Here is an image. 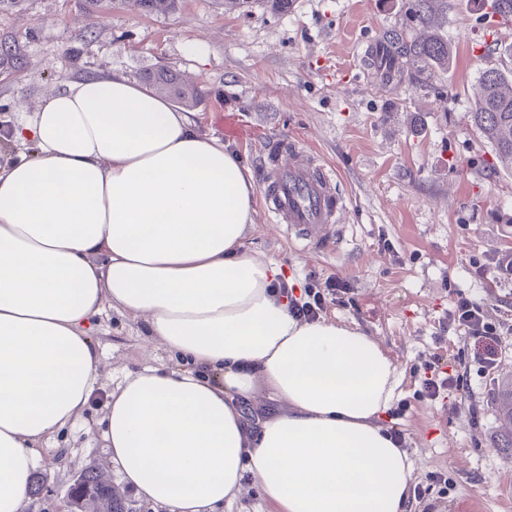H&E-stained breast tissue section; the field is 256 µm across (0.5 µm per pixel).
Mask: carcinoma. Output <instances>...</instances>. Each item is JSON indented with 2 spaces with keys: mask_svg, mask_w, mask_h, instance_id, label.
Returning a JSON list of instances; mask_svg holds the SVG:
<instances>
[{
  "mask_svg": "<svg viewBox=\"0 0 512 512\" xmlns=\"http://www.w3.org/2000/svg\"><path fill=\"white\" fill-rule=\"evenodd\" d=\"M432 2L411 0L412 27L428 24ZM127 3L148 13L168 12L178 7V0H127ZM386 38L397 55L412 58L423 74L448 66L451 48L448 40L439 34L413 36L405 31H394ZM141 78L157 90L179 98L186 106L198 100V90L181 83L180 75L172 70L160 67ZM479 89L469 112L470 122L492 145L502 168L512 169V71L499 67L484 69L479 76ZM496 399L504 419L512 422V385H502ZM71 500L78 512H123L121 503L112 498L108 484L93 465L81 472V481L71 489Z\"/></svg>",
  "mask_w": 512,
  "mask_h": 512,
  "instance_id": "carcinoma-1",
  "label": "carcinoma"
}]
</instances>
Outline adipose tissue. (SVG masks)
Returning a JSON list of instances; mask_svg holds the SVG:
<instances>
[{"instance_id": "adipose-tissue-1", "label": "adipose tissue", "mask_w": 512, "mask_h": 512, "mask_svg": "<svg viewBox=\"0 0 512 512\" xmlns=\"http://www.w3.org/2000/svg\"><path fill=\"white\" fill-rule=\"evenodd\" d=\"M9 138L25 150L0 165V512L87 407L107 306L191 364L108 396L107 448L142 499L211 512L248 473L276 512H406L412 452L383 424L401 374L357 325L296 318L278 265L244 250L256 180L237 151L121 74L67 81ZM260 390L282 408L252 429Z\"/></svg>"}]
</instances>
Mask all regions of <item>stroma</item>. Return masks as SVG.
Instances as JSON below:
<instances>
[{
	"label": "stroma",
	"mask_w": 512,
	"mask_h": 512,
	"mask_svg": "<svg viewBox=\"0 0 512 512\" xmlns=\"http://www.w3.org/2000/svg\"><path fill=\"white\" fill-rule=\"evenodd\" d=\"M409 0H267L228 10L224 0H179L175 11L147 13L121 0H24L0 8V134L32 112L63 77L120 73L138 79L162 65L195 86L201 134L224 141L260 173L259 144L294 139L336 171L349 206L343 241L303 249L285 226L257 211L247 252L286 272L296 298L313 281L348 284L350 301L326 315L379 341L401 373V415L390 429L413 452V483L443 473L427 504L411 512H512V456L494 393L512 369V280H482L512 246V171L468 114L481 71L512 69V24L488 18L485 0H435L432 32L453 49L448 67L419 73L402 58L392 86L355 61L367 45L408 24ZM203 41L202 54L188 46ZM482 302L500 334L493 376L460 360L464 334L450 313L458 295ZM101 351L95 394L84 414L40 445L44 479L23 512H67L72 477L98 464L134 512H165L141 500L116 473L105 448L106 395L150 365L180 370L183 360L148 336L142 319L105 309L93 336ZM462 376L465 393L423 397L430 371Z\"/></svg>",
	"instance_id": "1"
}]
</instances>
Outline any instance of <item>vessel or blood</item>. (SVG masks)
<instances>
[{
	"instance_id": "obj_1",
	"label": "vessel or blood",
	"mask_w": 512,
	"mask_h": 512,
	"mask_svg": "<svg viewBox=\"0 0 512 512\" xmlns=\"http://www.w3.org/2000/svg\"><path fill=\"white\" fill-rule=\"evenodd\" d=\"M359 61L384 85L399 72L397 56L382 39L369 43ZM262 168L260 202L272 223L314 245L333 237L335 224L347 210V198L337 187L333 169L313 148L292 143L283 151L276 143L265 142Z\"/></svg>"
}]
</instances>
